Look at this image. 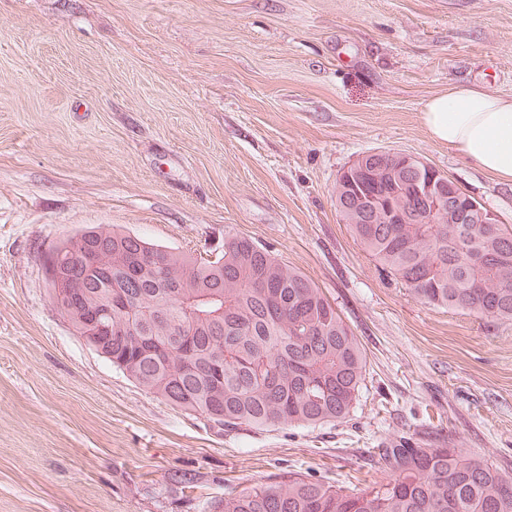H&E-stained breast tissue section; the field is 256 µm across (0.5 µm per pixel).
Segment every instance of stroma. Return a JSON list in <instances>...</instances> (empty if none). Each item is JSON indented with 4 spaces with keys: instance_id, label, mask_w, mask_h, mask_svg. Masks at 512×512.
<instances>
[{
    "instance_id": "1",
    "label": "stroma",
    "mask_w": 512,
    "mask_h": 512,
    "mask_svg": "<svg viewBox=\"0 0 512 512\" xmlns=\"http://www.w3.org/2000/svg\"><path fill=\"white\" fill-rule=\"evenodd\" d=\"M512 98V0H0V512H216L369 449L452 445L512 476V322L423 303L343 224L363 152L420 157L512 225V184L436 142L449 87ZM114 227L303 272L366 350L348 421L226 431L145 391L51 296V249Z\"/></svg>"
}]
</instances>
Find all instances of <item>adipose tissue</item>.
Masks as SVG:
<instances>
[{"instance_id": "ef3b65f1", "label": "adipose tissue", "mask_w": 512, "mask_h": 512, "mask_svg": "<svg viewBox=\"0 0 512 512\" xmlns=\"http://www.w3.org/2000/svg\"><path fill=\"white\" fill-rule=\"evenodd\" d=\"M423 122L433 139L512 184V98L452 87L426 103Z\"/></svg>"}]
</instances>
